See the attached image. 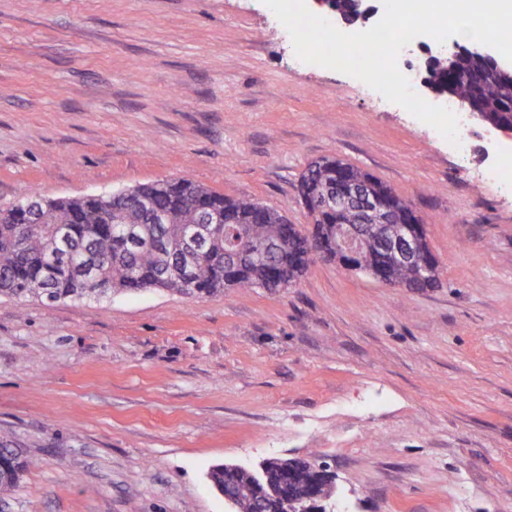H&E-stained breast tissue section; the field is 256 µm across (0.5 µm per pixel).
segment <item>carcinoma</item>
Segmentation results:
<instances>
[{
	"label": "carcinoma",
	"mask_w": 512,
	"mask_h": 512,
	"mask_svg": "<svg viewBox=\"0 0 512 512\" xmlns=\"http://www.w3.org/2000/svg\"><path fill=\"white\" fill-rule=\"evenodd\" d=\"M429 81L441 92L471 104L476 119L512 130V72L501 73L466 59L453 70L444 63L428 66ZM303 185L310 197L336 190L341 183H370L374 193L404 210L405 199L382 180L336 157L309 168ZM43 213L13 202L0 207V295L27 298L41 284L53 300L104 298L115 293L164 289L184 296H203L227 289L273 291L300 280L317 257L336 256V225L356 224L353 205L346 211H317L302 229L277 210L245 198H234L189 178L143 184L134 195L87 194L50 199L35 196ZM208 216L218 227L207 252L193 259L179 249L185 228ZM264 248L256 257L252 250ZM96 261L92 283L75 278L69 263ZM361 265L380 271L389 286L415 280V267L396 262L380 243L364 248ZM174 264L188 268L192 287L169 276ZM26 470L15 443L0 437V490L15 487ZM212 485L235 497L233 512H284L283 501L313 495L303 506L331 496L334 476L300 459L269 458L257 472H231L224 465L209 471Z\"/></svg>",
	"instance_id": "carcinoma-1"
}]
</instances>
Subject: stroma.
Instances as JSON below:
<instances>
[{
	"instance_id": "obj_1",
	"label": "stroma",
	"mask_w": 512,
	"mask_h": 512,
	"mask_svg": "<svg viewBox=\"0 0 512 512\" xmlns=\"http://www.w3.org/2000/svg\"><path fill=\"white\" fill-rule=\"evenodd\" d=\"M352 76L298 65L263 0H0V206L188 177L311 217L337 156L424 220L438 287L319 259L294 286L0 296V512H228L217 464L302 458L338 512H512V184ZM14 446L11 439L0 437V490L15 487L26 470V462L22 456L16 455Z\"/></svg>"
}]
</instances>
